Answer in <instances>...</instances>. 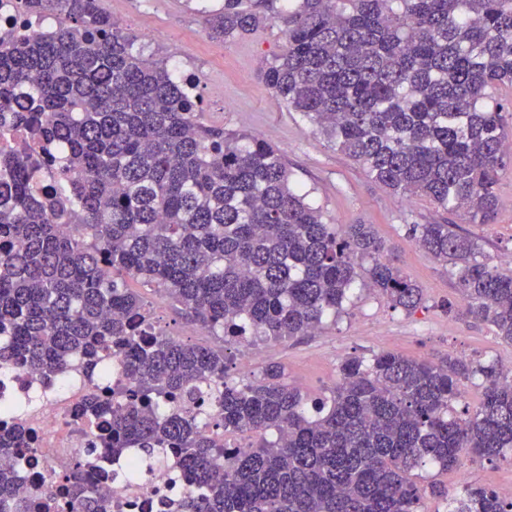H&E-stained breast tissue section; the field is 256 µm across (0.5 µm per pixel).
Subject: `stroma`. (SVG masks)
Instances as JSON below:
<instances>
[{
  "label": "stroma",
  "mask_w": 512,
  "mask_h": 512,
  "mask_svg": "<svg viewBox=\"0 0 512 512\" xmlns=\"http://www.w3.org/2000/svg\"><path fill=\"white\" fill-rule=\"evenodd\" d=\"M202 5L203 0L102 2L107 12L125 15V32L137 37L146 56L162 62L176 78L196 81L206 123L277 146L309 201L336 226L370 224L379 237L398 244L400 266L425 294L423 306L408 313L354 287L344 312L317 332L263 341L265 364L284 366L289 381L314 398L334 384L340 364L353 357L392 352L434 361L449 355L499 364L511 360L512 343L497 336L490 324L449 312V303L459 300L454 279L447 266L415 244L412 225L443 221L444 212L426 197L403 196L375 183L360 164L337 151L315 125L290 111L266 87L262 70L285 45L279 27L266 26L227 44L207 35ZM497 195L494 223H465L461 229L477 241L491 265L507 273L512 271L503 261L512 254V171L500 180ZM140 292L152 306L159 329L191 344L224 350L229 367L237 366L238 343L200 335L198 326L184 319L178 305L162 293L145 286ZM437 479L452 496L468 487L497 489L512 483V459L478 460L465 454L457 468L438 473Z\"/></svg>",
  "instance_id": "stroma-1"
}]
</instances>
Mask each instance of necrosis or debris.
Masks as SVG:
<instances>
[{
  "label": "necrosis or debris",
  "mask_w": 512,
  "mask_h": 512,
  "mask_svg": "<svg viewBox=\"0 0 512 512\" xmlns=\"http://www.w3.org/2000/svg\"><path fill=\"white\" fill-rule=\"evenodd\" d=\"M119 358H111L110 374L84 380L80 369L61 374L43 375L21 366L0 369L1 405L28 404L38 396L37 405L29 406L24 416L0 410V425L20 428L31 439L32 449L25 458L0 455V467L10 469L20 486L39 488L49 472L65 473L75 460L85 455L93 440L92 429L75 421L73 411L84 393H111L113 387L133 386V379L119 373ZM109 457L98 456L94 466L84 469L81 488L90 497L108 501V512H176L180 501L196 497L198 488L187 481L178 489L167 484L166 472L146 478L113 475Z\"/></svg>",
  "instance_id": "necrosis-or-debris-1"
}]
</instances>
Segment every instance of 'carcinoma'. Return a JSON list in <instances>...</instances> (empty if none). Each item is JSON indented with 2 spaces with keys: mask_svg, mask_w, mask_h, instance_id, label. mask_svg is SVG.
Instances as JSON below:
<instances>
[{
  "mask_svg": "<svg viewBox=\"0 0 512 512\" xmlns=\"http://www.w3.org/2000/svg\"><path fill=\"white\" fill-rule=\"evenodd\" d=\"M56 27L0 36V366L61 372L123 353L135 387L120 406L87 397L91 449L134 457L137 474L168 456L199 495L180 512H422L420 472L461 452H512V382L494 362L349 358L311 401L270 364L233 381L224 350L155 331L139 279L214 336H304L344 311L356 281L411 312L423 288L370 224L343 232L292 180L280 150L202 121V102L143 56L101 0H20ZM286 45L265 85L383 187L423 195L469 224H492L512 166V0H223L206 31L230 44L267 24ZM416 243L450 266L467 315L512 343V273L490 266L454 223L415 224ZM482 397L457 412L461 383ZM205 394L216 415L200 434L168 401ZM246 431L245 448L224 434ZM29 442L0 432V451ZM85 461L47 478L76 491V512H108L81 494ZM0 512L47 504L4 492ZM448 512H512L487 487L448 496Z\"/></svg>",
  "mask_w": 512,
  "mask_h": 512,
  "instance_id": "obj_1",
  "label": "carcinoma"
}]
</instances>
